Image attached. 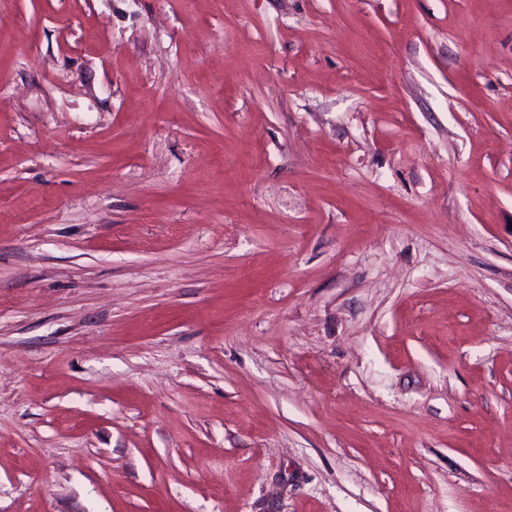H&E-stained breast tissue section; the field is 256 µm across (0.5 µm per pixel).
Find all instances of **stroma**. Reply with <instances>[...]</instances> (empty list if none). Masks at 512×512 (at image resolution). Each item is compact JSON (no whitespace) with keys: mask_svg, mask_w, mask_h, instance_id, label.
I'll return each instance as SVG.
<instances>
[{"mask_svg":"<svg viewBox=\"0 0 512 512\" xmlns=\"http://www.w3.org/2000/svg\"><path fill=\"white\" fill-rule=\"evenodd\" d=\"M0 512H512V0H0Z\"/></svg>","mask_w":512,"mask_h":512,"instance_id":"1","label":"stroma"}]
</instances>
